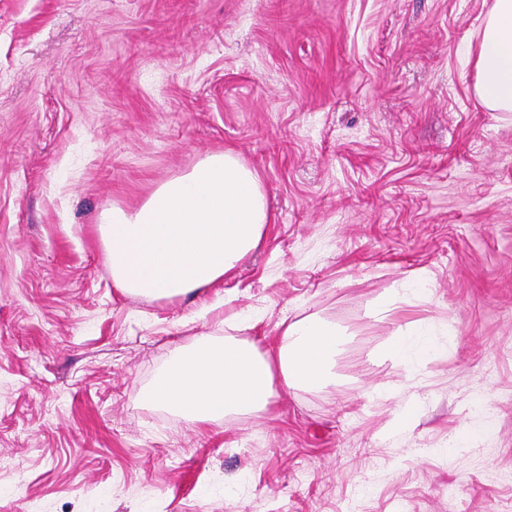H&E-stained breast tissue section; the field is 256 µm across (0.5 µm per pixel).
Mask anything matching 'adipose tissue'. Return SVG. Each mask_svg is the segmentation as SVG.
I'll return each instance as SVG.
<instances>
[{"mask_svg": "<svg viewBox=\"0 0 512 512\" xmlns=\"http://www.w3.org/2000/svg\"><path fill=\"white\" fill-rule=\"evenodd\" d=\"M478 101L512 112V0H491L474 54ZM269 222L261 179L231 150L204 157L190 171L159 185L138 208L113 207L102 231L118 288L155 297L197 293L224 279L263 238ZM276 343L199 342L175 351L139 397L196 422L266 410L275 382L289 389L319 387L343 336L318 315L280 321ZM427 325L398 327L389 344L402 368L437 350Z\"/></svg>", "mask_w": 512, "mask_h": 512, "instance_id": "ef3b65f1", "label": "adipose tissue"}]
</instances>
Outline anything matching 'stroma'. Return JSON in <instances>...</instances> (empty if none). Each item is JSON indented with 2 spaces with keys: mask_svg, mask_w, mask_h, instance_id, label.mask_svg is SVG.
Returning a JSON list of instances; mask_svg holds the SVG:
<instances>
[{
  "mask_svg": "<svg viewBox=\"0 0 512 512\" xmlns=\"http://www.w3.org/2000/svg\"><path fill=\"white\" fill-rule=\"evenodd\" d=\"M488 4L0 0V512H512V112L478 102L470 57ZM227 149L261 176L260 247L195 298L117 288L101 213ZM313 313L350 336L332 384L207 423L138 396L176 349L264 351ZM419 320L439 348L407 377L385 349Z\"/></svg>",
  "mask_w": 512,
  "mask_h": 512,
  "instance_id": "1",
  "label": "stroma"
}]
</instances>
